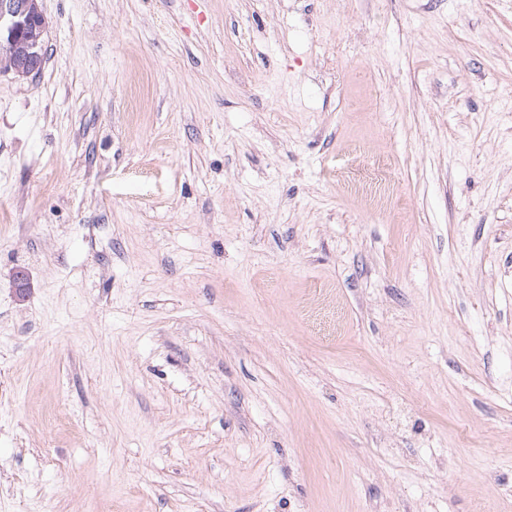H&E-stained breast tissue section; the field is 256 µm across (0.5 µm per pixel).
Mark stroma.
<instances>
[{
    "instance_id": "35a3bbf8",
    "label": "stroma",
    "mask_w": 512,
    "mask_h": 512,
    "mask_svg": "<svg viewBox=\"0 0 512 512\" xmlns=\"http://www.w3.org/2000/svg\"><path fill=\"white\" fill-rule=\"evenodd\" d=\"M42 8L0 76V512H512V0ZM38 18L39 26L34 29H30V31L24 35L22 48L20 49H28L30 52H39L44 64L46 62L47 51V48L45 47L46 27L44 17L41 13H38Z\"/></svg>"
}]
</instances>
